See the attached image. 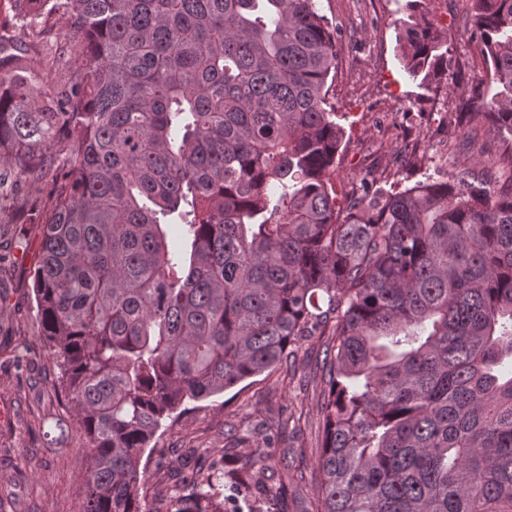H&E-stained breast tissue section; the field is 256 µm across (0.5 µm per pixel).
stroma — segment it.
<instances>
[{"instance_id":"1","label":"stroma","mask_w":512,"mask_h":512,"mask_svg":"<svg viewBox=\"0 0 512 512\" xmlns=\"http://www.w3.org/2000/svg\"><path fill=\"white\" fill-rule=\"evenodd\" d=\"M431 15L453 39L461 61L455 90L435 94L417 87L396 55L394 22L405 0H318L338 35L339 59L328 98L344 114V151L337 182L410 187L442 179L464 159L475 171L485 155L459 146L454 131L459 96L486 74L482 57L462 36L471 0H426ZM0 42L22 46L44 88L88 80L79 38L65 15L26 25L17 0H0ZM46 185L23 183L0 197V512H78L90 441L54 385L59 369L40 336L30 271L40 238L19 216ZM323 348L309 339L295 357L222 394L186 403L159 431L147 458L140 494L151 512H166L173 494L170 469L196 450L205 462L242 458L266 449L261 478L277 495L279 512L309 506L317 486L322 440L320 367Z\"/></svg>"}]
</instances>
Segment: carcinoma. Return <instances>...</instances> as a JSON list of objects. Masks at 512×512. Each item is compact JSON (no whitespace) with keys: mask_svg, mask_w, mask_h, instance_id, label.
Returning a JSON list of instances; mask_svg holds the SVG:
<instances>
[{"mask_svg":"<svg viewBox=\"0 0 512 512\" xmlns=\"http://www.w3.org/2000/svg\"><path fill=\"white\" fill-rule=\"evenodd\" d=\"M61 10L91 78L40 88L0 45V189L45 182L28 223L40 335L92 443L79 512H152L145 450L172 414L323 339L316 512H512V0L465 27L488 82L456 133H499L487 179L383 191L334 181L336 32L317 0H21ZM396 27L404 72L457 86L423 0ZM180 224L190 249H169ZM244 499L280 512L255 480ZM170 512H227L224 464Z\"/></svg>","mask_w":512,"mask_h":512,"instance_id":"1","label":"carcinoma"}]
</instances>
